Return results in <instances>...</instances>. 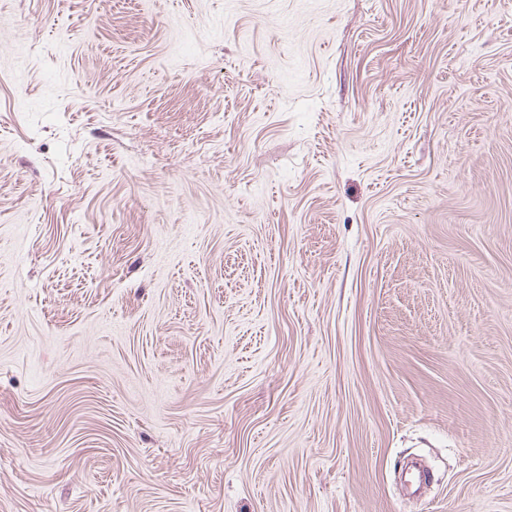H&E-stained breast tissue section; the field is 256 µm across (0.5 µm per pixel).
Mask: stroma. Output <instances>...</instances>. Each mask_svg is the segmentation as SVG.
<instances>
[{"label":"stroma","mask_w":512,"mask_h":512,"mask_svg":"<svg viewBox=\"0 0 512 512\" xmlns=\"http://www.w3.org/2000/svg\"><path fill=\"white\" fill-rule=\"evenodd\" d=\"M0 512H512V0H0Z\"/></svg>","instance_id":"stroma-1"}]
</instances>
